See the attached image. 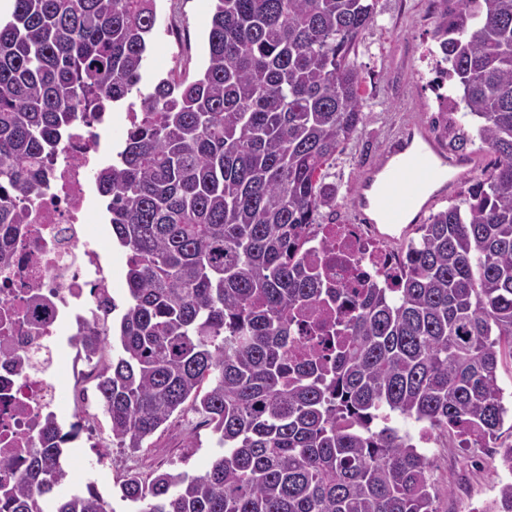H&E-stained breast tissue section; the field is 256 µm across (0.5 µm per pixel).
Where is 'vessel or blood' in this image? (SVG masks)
Listing matches in <instances>:
<instances>
[{
    "mask_svg": "<svg viewBox=\"0 0 512 512\" xmlns=\"http://www.w3.org/2000/svg\"><path fill=\"white\" fill-rule=\"evenodd\" d=\"M477 167L476 155L448 152L425 125L411 122L392 135L378 163L362 173L352 208L388 230L414 224Z\"/></svg>",
    "mask_w": 512,
    "mask_h": 512,
    "instance_id": "vessel-or-blood-1",
    "label": "vessel or blood"
}]
</instances>
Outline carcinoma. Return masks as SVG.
Returning a JSON list of instances; mask_svg holds the SVG:
<instances>
[{
	"instance_id": "obj_1",
	"label": "carcinoma",
	"mask_w": 512,
	"mask_h": 512,
	"mask_svg": "<svg viewBox=\"0 0 512 512\" xmlns=\"http://www.w3.org/2000/svg\"><path fill=\"white\" fill-rule=\"evenodd\" d=\"M432 40L463 116L494 156L483 177L418 225L400 276L349 296L288 360L292 311L337 297L307 269L311 225L336 200V152L366 122L351 53L377 0H213L195 79L143 92L156 0H12L0 21V266L41 192V162L79 112L131 96L142 120L96 174L127 250L128 298L97 397L115 448L136 452L188 409L224 453L200 475H129L136 512H437L429 461L388 415L495 440L512 361V0H439ZM435 138L466 137L441 102ZM92 358L106 342L80 332ZM63 432L48 417L8 512H104L91 484L65 494ZM493 512H512V481Z\"/></svg>"
}]
</instances>
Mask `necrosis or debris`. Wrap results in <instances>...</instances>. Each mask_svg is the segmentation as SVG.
<instances>
[{
	"instance_id": "4bbe7bcc",
	"label": "necrosis or debris",
	"mask_w": 512,
	"mask_h": 512,
	"mask_svg": "<svg viewBox=\"0 0 512 512\" xmlns=\"http://www.w3.org/2000/svg\"><path fill=\"white\" fill-rule=\"evenodd\" d=\"M109 129L78 120L44 165L46 188L24 202L28 221L10 242L13 263L0 270V487H15L40 445L48 416L69 412L90 444L99 418L78 401L97 366L73 344L77 330L105 333L111 314L112 255L88 234L99 215L96 172L112 152ZM308 262L331 288L352 293L402 265L369 224H318ZM66 361L67 374L57 365Z\"/></svg>"
}]
</instances>
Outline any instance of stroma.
I'll use <instances>...</instances> for the list:
<instances>
[{
    "label": "stroma",
    "mask_w": 512,
    "mask_h": 512,
    "mask_svg": "<svg viewBox=\"0 0 512 512\" xmlns=\"http://www.w3.org/2000/svg\"><path fill=\"white\" fill-rule=\"evenodd\" d=\"M211 0H157V23L148 43L142 73L143 86L155 85L175 74L195 78L207 56ZM437 0H378L377 17L356 47V61L365 77L368 118L357 137L336 155L328 180L336 184V204L324 210L325 224H356L360 218L350 203L362 171L379 159L386 139L406 114L430 123L438 111L435 74L427 53L437 20ZM438 445L430 449V480L437 512H468L486 507L496 496L500 482L512 474L494 462L488 448L459 447L455 434L437 433ZM196 445L192 459L175 451ZM167 449L169 464L192 474L204 473L220 449L211 429L187 424L184 417L173 418L148 441L145 449L130 452L113 449L107 459L88 448L84 440L64 447L65 462L77 461L71 488L91 484L111 503L113 512H132L120 497L119 484L128 466L144 470L148 450Z\"/></svg>",
    "instance_id": "1"
}]
</instances>
